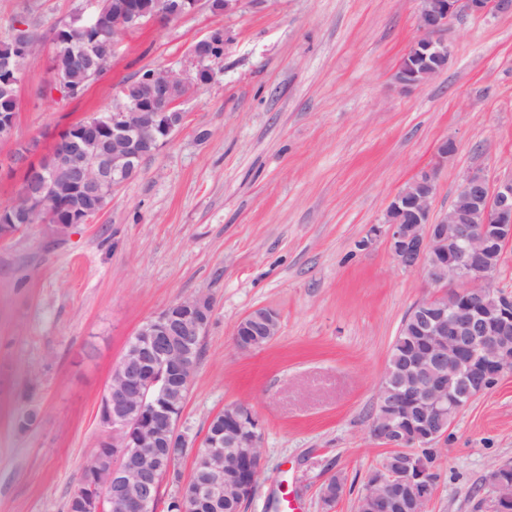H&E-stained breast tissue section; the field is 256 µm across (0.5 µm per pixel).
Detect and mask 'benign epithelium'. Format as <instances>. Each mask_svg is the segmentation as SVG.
I'll use <instances>...</instances> for the list:
<instances>
[{
	"label": "benign epithelium",
	"mask_w": 512,
	"mask_h": 512,
	"mask_svg": "<svg viewBox=\"0 0 512 512\" xmlns=\"http://www.w3.org/2000/svg\"><path fill=\"white\" fill-rule=\"evenodd\" d=\"M418 36L413 41L418 63L402 59L393 79L402 89L420 87L438 76L448 63V30L460 7L475 15H511L512 0H416ZM162 0H127L112 13V42L153 22H161ZM224 32H213L195 42L183 68H161L143 78L140 94L73 124L58 134L51 150L33 162L29 149H16L9 165L22 171L18 195L28 216L54 218L60 233L73 224L90 221L102 212L103 197L135 178L141 165L183 125L174 111L194 87L210 83V63L224 54ZM89 79L111 68L110 57L97 45L86 44ZM456 146L451 137L440 142L436 165L418 172L391 198L383 221L370 233L387 238L393 258L405 270L421 268L435 292L420 302V333L428 337L419 365H433L432 373L412 370L400 389L379 387V403L402 410V420L383 429L373 425L372 438L399 450L403 478L381 470L372 474L367 494L376 504L395 512H427L433 494L431 470L413 468L411 457L419 443L436 435L434 426L467 406L486 381L512 371V302L492 315L483 310L486 289L493 287V267L487 257L512 243V177L495 186L482 172L467 174L448 212L431 218L438 169ZM213 317V305L203 295L177 300L148 319L137 331L142 341L123 353L113 368L99 406V420L108 435L106 454H96L92 475L71 492L76 512H145L156 498L160 463L172 466L175 430L173 415L182 413L185 398L180 387L192 368L193 344L204 335ZM261 336L279 335V318L247 314L235 330ZM466 381L465 396L448 391V376ZM418 424L424 433L407 441L405 426ZM262 441L224 431V423L206 434L202 444V476L183 483L173 512H202L219 500L231 485L241 504L255 489L246 473L261 468ZM108 468L106 483L96 480L100 467Z\"/></svg>",
	"instance_id": "7a95c632"
}]
</instances>
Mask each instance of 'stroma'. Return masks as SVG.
<instances>
[{"label":"stroma","mask_w":512,"mask_h":512,"mask_svg":"<svg viewBox=\"0 0 512 512\" xmlns=\"http://www.w3.org/2000/svg\"><path fill=\"white\" fill-rule=\"evenodd\" d=\"M85 0H0V39L18 21L37 36L17 92L18 147H49L67 126L111 108L119 85L186 64L191 45L229 41L212 81L178 105L181 129L100 215L56 234L28 224L0 241V512H66L105 432L98 407L142 324L203 294L202 340L180 426L202 443L210 419L246 403L263 423L262 470L244 512H323L334 474L356 512L385 447L370 435L381 379L424 273L401 269L385 237L362 240L392 195L433 163L432 217L465 175L512 176V15L460 10L447 68L404 90L393 73L417 36L416 0H240L147 24L118 42L112 67L77 100L45 92L52 32ZM274 310L280 333L249 352L238 322ZM40 413L28 431L16 415ZM512 462V373L454 419L434 464L429 512H492L483 479Z\"/></svg>","instance_id":"obj_1"}]
</instances>
